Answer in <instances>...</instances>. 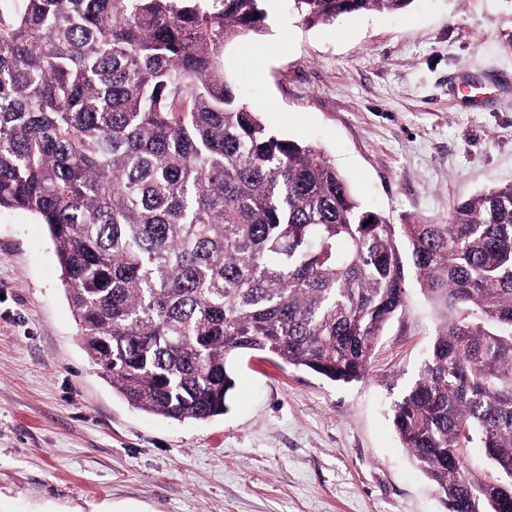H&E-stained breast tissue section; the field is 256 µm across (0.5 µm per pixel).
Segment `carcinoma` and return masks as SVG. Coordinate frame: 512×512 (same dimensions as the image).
Here are the masks:
<instances>
[{"label":"carcinoma","instance_id":"cac0c4a2","mask_svg":"<svg viewBox=\"0 0 512 512\" xmlns=\"http://www.w3.org/2000/svg\"><path fill=\"white\" fill-rule=\"evenodd\" d=\"M266 2L0 10V209L47 226L113 391L175 421L224 413L237 353L364 380L410 266L443 322L394 429L451 512H512V184L440 224L364 209L317 145L268 129L224 78V48L263 32ZM290 2L329 25L414 0Z\"/></svg>","mask_w":512,"mask_h":512}]
</instances>
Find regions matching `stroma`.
<instances>
[{"mask_svg": "<svg viewBox=\"0 0 512 512\" xmlns=\"http://www.w3.org/2000/svg\"><path fill=\"white\" fill-rule=\"evenodd\" d=\"M268 28L224 49V75L280 136L316 143L390 223L437 224L512 183V0H414L398 14ZM506 98L460 105L462 80ZM358 383L240 354L223 415L133 408L76 331L46 225L0 211V512H449L390 408L441 324L415 279Z\"/></svg>", "mask_w": 512, "mask_h": 512, "instance_id": "stroma-1", "label": "stroma"}]
</instances>
